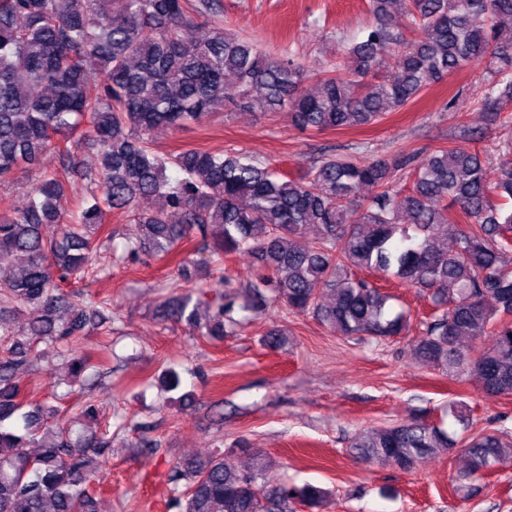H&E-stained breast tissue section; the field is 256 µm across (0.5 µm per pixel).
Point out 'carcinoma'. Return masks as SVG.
<instances>
[{
    "instance_id": "obj_1",
    "label": "carcinoma",
    "mask_w": 512,
    "mask_h": 512,
    "mask_svg": "<svg viewBox=\"0 0 512 512\" xmlns=\"http://www.w3.org/2000/svg\"><path fill=\"white\" fill-rule=\"evenodd\" d=\"M368 11L363 37L310 88L298 58L271 55L220 26L186 39L197 19L220 15V0H0V184L20 169L34 175L23 205L0 217V512H48L50 504L54 512H95L86 485L93 457L112 440L46 427L42 412L23 411L17 371L37 362L46 338L68 343L74 377L86 368L77 335L99 311L63 283L98 271L95 234L111 210L132 217L128 257L145 250L169 259L187 241L206 243L218 225L213 270L246 252L267 271L241 304L213 277L207 336H223L237 309L262 312L269 290L288 312L309 313L340 336L391 340L411 328V314L393 310L395 296L367 278L379 275L430 294L415 358L473 380L488 396L512 395V155L491 168L464 140L405 175L401 160L324 154L295 176L234 149L160 154L150 146L154 129H184L228 105L286 112L305 131L373 125L482 60L492 73L484 97L501 109L512 102V0H368ZM396 11L413 18L418 38L392 27ZM89 59L97 71L87 69ZM229 76L232 97L224 93ZM84 142L97 149L92 167L79 157ZM49 151L59 157L56 169L41 168ZM171 168L180 176L170 178ZM73 177L85 194L68 209ZM364 186L377 193L351 224V201ZM152 196L164 207L139 211V200ZM452 208L467 227L455 224ZM169 210L181 223L168 222ZM45 224L59 225L58 236L44 237ZM311 224L318 233L304 243ZM448 237L452 248L435 245ZM177 276L191 287L194 261L182 258ZM198 305L185 290L157 314L195 327ZM16 308L29 315L21 335L6 316ZM462 336H489L492 345L465 349ZM459 446L469 459L465 479L512 455V440L500 435L459 440L421 419L363 430L350 443L358 458L402 472ZM253 457L247 470L217 455L177 468L175 480L186 481L181 512H294L298 504L320 512L325 489L269 486L261 479L270 462L261 451Z\"/></svg>"
}]
</instances>
